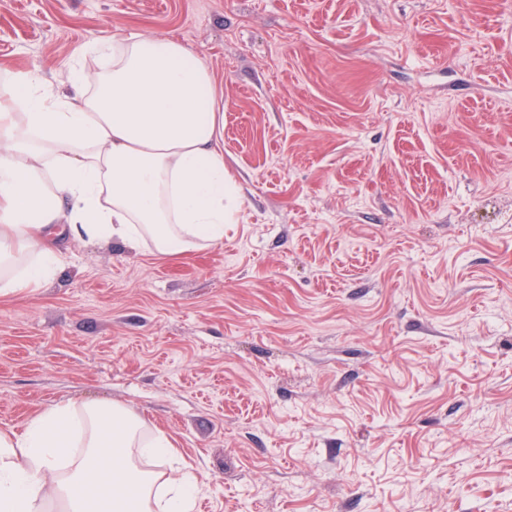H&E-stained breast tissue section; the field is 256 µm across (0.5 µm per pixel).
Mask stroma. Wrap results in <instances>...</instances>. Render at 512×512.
Returning a JSON list of instances; mask_svg holds the SVG:
<instances>
[{
    "label": "stroma",
    "instance_id": "obj_1",
    "mask_svg": "<svg viewBox=\"0 0 512 512\" xmlns=\"http://www.w3.org/2000/svg\"><path fill=\"white\" fill-rule=\"evenodd\" d=\"M118 30L208 64L233 219L0 296V430L123 405L198 512H512V0H0V92Z\"/></svg>",
    "mask_w": 512,
    "mask_h": 512
}]
</instances>
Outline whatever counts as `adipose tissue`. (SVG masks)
I'll return each mask as SVG.
<instances>
[{
  "label": "adipose tissue",
  "mask_w": 512,
  "mask_h": 512,
  "mask_svg": "<svg viewBox=\"0 0 512 512\" xmlns=\"http://www.w3.org/2000/svg\"><path fill=\"white\" fill-rule=\"evenodd\" d=\"M70 94L18 72L0 100V295L30 291L62 239L151 243L161 258L224 239L238 187L224 167L221 90L179 40L112 36V65L70 71ZM175 445L112 403H62L0 431V512H194Z\"/></svg>",
  "instance_id": "obj_1"
}]
</instances>
